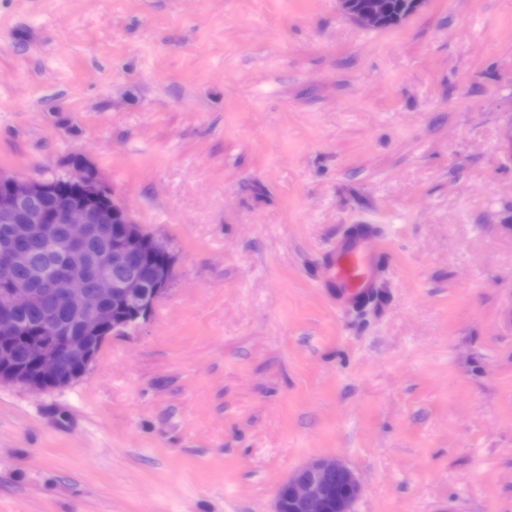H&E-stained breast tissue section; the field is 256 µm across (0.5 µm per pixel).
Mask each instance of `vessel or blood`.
Instances as JSON below:
<instances>
[{"instance_id":"b4317fda","label":"vessel or blood","mask_w":512,"mask_h":512,"mask_svg":"<svg viewBox=\"0 0 512 512\" xmlns=\"http://www.w3.org/2000/svg\"><path fill=\"white\" fill-rule=\"evenodd\" d=\"M371 242V230L361 226L337 239L325 253L322 286L337 307L357 305L371 294L378 271L375 257L367 253Z\"/></svg>"}]
</instances>
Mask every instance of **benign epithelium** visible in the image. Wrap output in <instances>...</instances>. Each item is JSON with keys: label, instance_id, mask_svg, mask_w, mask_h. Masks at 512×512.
Masks as SVG:
<instances>
[{"label": "benign epithelium", "instance_id": "1", "mask_svg": "<svg viewBox=\"0 0 512 512\" xmlns=\"http://www.w3.org/2000/svg\"><path fill=\"white\" fill-rule=\"evenodd\" d=\"M347 0H340L343 13L364 28H379L383 0H368L367 7L350 11ZM67 175L57 181L71 188L68 193H53L54 184L45 179H32L0 171V224L13 225V235L41 245L57 243L66 259L80 262L84 244L95 224H118L112 235V255L104 257L100 271L89 286L82 276H72L61 282L65 308L81 317L83 331L70 335L59 319L51 317L46 324L53 335L62 337L55 342L29 344L27 359L32 371L19 373L10 366L18 355L14 344L21 338L22 323L17 314L32 308L36 299L31 289L17 278L16 268L24 261L19 250L9 254L8 263L0 268V292L5 311L0 313V383L12 382L28 388L42 389L45 384L63 387L77 380L98 354L92 340L105 341L103 336L110 314L105 300L124 302L138 311L154 304L174 275L175 257L169 247L155 235L137 224L129 210L115 201L112 192L85 159L69 163ZM55 194L54 209L48 211L43 202ZM49 224L65 225L64 236L57 240L47 228ZM167 258L165 264L149 271L148 277L159 287L148 291L141 271L140 252L144 243ZM362 492L358 475L341 459L321 457L298 468L278 488L273 512H353V505Z\"/></svg>", "mask_w": 512, "mask_h": 512}]
</instances>
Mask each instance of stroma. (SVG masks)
I'll use <instances>...</instances> for the list:
<instances>
[{"label":"stroma","mask_w":512,"mask_h":512,"mask_svg":"<svg viewBox=\"0 0 512 512\" xmlns=\"http://www.w3.org/2000/svg\"><path fill=\"white\" fill-rule=\"evenodd\" d=\"M511 130L512 0H0V171L84 154L177 259L82 377L0 384V512H272L330 456L354 512H512ZM367 7L362 10L350 11L346 8L347 0H340V6L343 13L357 22L364 28H379L380 16L383 10L384 0H367ZM423 4L424 0H386L385 13L380 29L390 28L400 24L405 18L415 13L416 8L419 10ZM371 242V230L358 226L325 253L322 286L337 308L357 305L371 295L378 271L376 258L366 254Z\"/></svg>","instance_id":"stroma-1"}]
</instances>
